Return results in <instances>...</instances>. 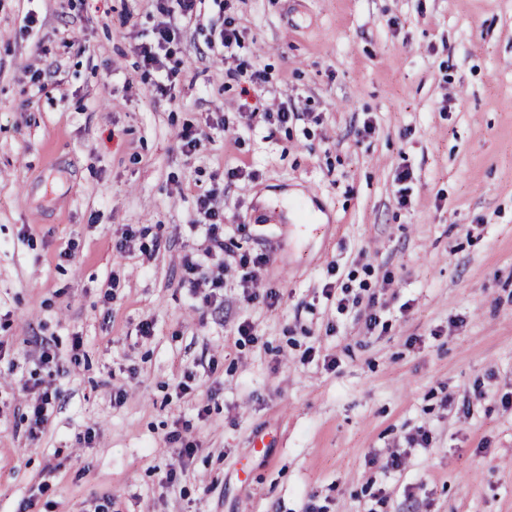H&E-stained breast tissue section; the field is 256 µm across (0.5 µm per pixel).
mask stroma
I'll use <instances>...</instances> for the list:
<instances>
[{"label": "stroma", "mask_w": 512, "mask_h": 512, "mask_svg": "<svg viewBox=\"0 0 512 512\" xmlns=\"http://www.w3.org/2000/svg\"><path fill=\"white\" fill-rule=\"evenodd\" d=\"M30 12L37 45L19 35ZM228 16L287 126L238 134L244 98L209 46ZM160 19L153 0H0V512H303L311 496L365 512L371 481L387 512H512V0H206L180 25L172 101L133 51ZM213 112L223 131L186 159L177 132ZM209 189L235 253L267 256L277 305L243 304L233 257L221 307L182 288ZM126 224L157 230L150 260L113 250ZM329 282L376 296L387 332L338 314ZM49 380L32 439L23 414ZM184 420L200 450L173 487ZM421 427L428 447L410 446ZM395 449L405 470H384ZM57 399H59V392L56 388H53L52 382L48 381L29 405V411L25 416L30 437H37L48 424L52 415V408Z\"/></svg>", "instance_id": "stroma-1"}]
</instances>
